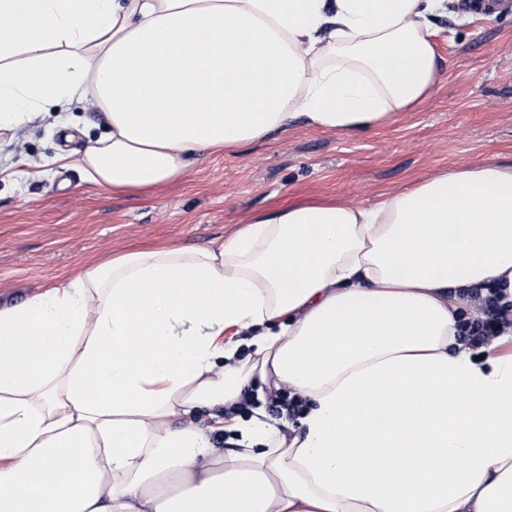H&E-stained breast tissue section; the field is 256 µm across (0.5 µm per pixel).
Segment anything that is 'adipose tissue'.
<instances>
[{
  "instance_id": "ef3b65f1",
  "label": "adipose tissue",
  "mask_w": 512,
  "mask_h": 512,
  "mask_svg": "<svg viewBox=\"0 0 512 512\" xmlns=\"http://www.w3.org/2000/svg\"><path fill=\"white\" fill-rule=\"evenodd\" d=\"M446 3L0 0V131L93 97L87 182L154 193L204 152L406 111ZM487 284L512 296V165L272 211L0 306V512H512V355L457 349L448 297ZM285 387L299 428L237 416Z\"/></svg>"
}]
</instances>
